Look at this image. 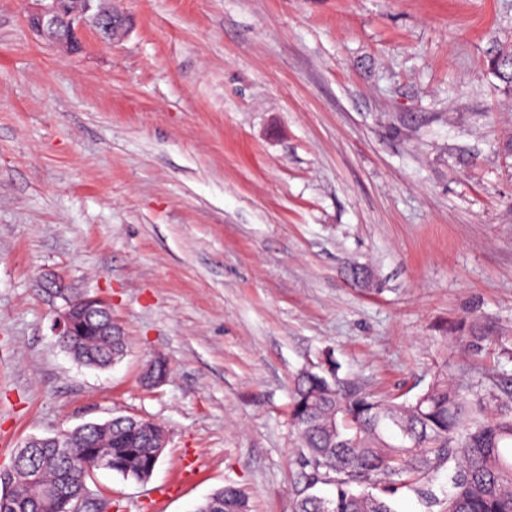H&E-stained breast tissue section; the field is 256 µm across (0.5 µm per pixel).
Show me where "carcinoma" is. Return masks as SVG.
<instances>
[{"label": "carcinoma", "instance_id": "cac0c4a2", "mask_svg": "<svg viewBox=\"0 0 512 512\" xmlns=\"http://www.w3.org/2000/svg\"><path fill=\"white\" fill-rule=\"evenodd\" d=\"M65 350L81 364L107 367L126 345L116 331L69 336ZM290 416L297 433L290 458L293 512H395L391 495L398 485L442 512H512V412L488 414L480 399L450 382L446 368L411 402L303 370ZM162 431L151 420L116 416L105 426L72 431L68 448H32L12 458L30 478L0 486V512H41L44 488L64 481L76 498L97 468L145 481L161 455L154 443ZM443 470L448 490L439 499L433 487ZM321 485L333 494H317ZM195 512H250L249 496L229 485Z\"/></svg>", "mask_w": 512, "mask_h": 512}]
</instances>
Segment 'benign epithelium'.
Segmentation results:
<instances>
[{"label":"benign epithelium","mask_w":512,"mask_h":512,"mask_svg":"<svg viewBox=\"0 0 512 512\" xmlns=\"http://www.w3.org/2000/svg\"><path fill=\"white\" fill-rule=\"evenodd\" d=\"M111 0H23L26 4V23L29 30L42 41L68 52L82 49L83 31L96 30L104 38H112V29L127 26L126 18L109 7ZM55 293L63 300L56 332L59 336H73L85 329L90 316L103 312L107 320L94 325L93 331L102 336L112 335V309L96 296L73 297L62 283Z\"/></svg>","instance_id":"benign-epithelium-1"}]
</instances>
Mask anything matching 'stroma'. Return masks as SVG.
Wrapping results in <instances>:
<instances>
[{"label": "stroma", "mask_w": 512, "mask_h": 512, "mask_svg": "<svg viewBox=\"0 0 512 512\" xmlns=\"http://www.w3.org/2000/svg\"><path fill=\"white\" fill-rule=\"evenodd\" d=\"M112 7L124 36L69 53L0 0V468L136 416L166 446L147 482L93 471L108 512H194L227 484L292 512L301 370L400 401L444 366L512 383V0ZM46 276L110 304L118 363L65 353Z\"/></svg>", "instance_id": "stroma-1"}]
</instances>
